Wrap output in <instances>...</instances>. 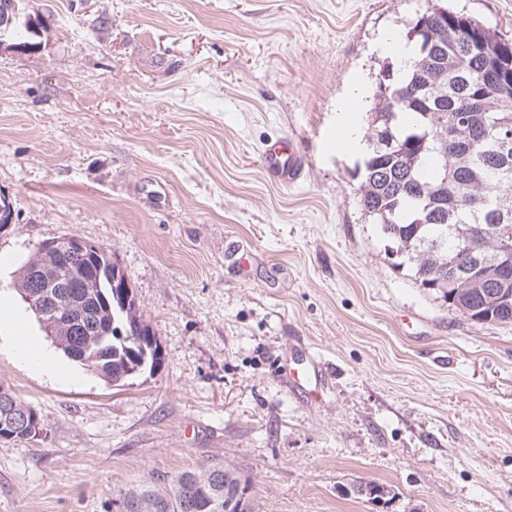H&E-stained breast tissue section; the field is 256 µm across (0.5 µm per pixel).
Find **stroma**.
<instances>
[{
    "instance_id": "1",
    "label": "stroma",
    "mask_w": 512,
    "mask_h": 512,
    "mask_svg": "<svg viewBox=\"0 0 512 512\" xmlns=\"http://www.w3.org/2000/svg\"><path fill=\"white\" fill-rule=\"evenodd\" d=\"M446 5L512 42V0ZM428 6L28 0L37 25L0 47V299L43 337L14 279L79 236L164 361L117 386L68 359L49 373L0 329V383L48 432L0 441V512H120L126 488L219 461L260 512H512V323L468 321L394 266L334 143L351 81L389 63L379 30ZM275 139L309 158L296 184L262 168Z\"/></svg>"
}]
</instances>
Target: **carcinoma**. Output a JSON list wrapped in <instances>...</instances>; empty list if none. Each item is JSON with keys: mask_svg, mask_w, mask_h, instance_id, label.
I'll use <instances>...</instances> for the list:
<instances>
[{"mask_svg": "<svg viewBox=\"0 0 512 512\" xmlns=\"http://www.w3.org/2000/svg\"><path fill=\"white\" fill-rule=\"evenodd\" d=\"M441 11L431 7L411 22L413 67L402 75L388 71V95L376 90L370 150L363 161L359 191L365 213L381 224L388 254L409 266L424 288L439 291L448 306L472 310L477 324L512 322V266L496 258L512 254V216L494 214L498 202L512 209V58L509 42L481 22L448 12V28L439 27ZM497 76L499 85L484 82ZM469 234L473 255L458 249L448 226ZM127 315L150 331L140 343L112 339L106 353L93 359L75 350L70 338L63 353L107 381L120 384L138 359L153 364L160 349L156 333L139 314L135 297L112 292V313ZM209 486L199 492L196 482ZM254 500L250 479L237 468L212 464L178 474L157 488L139 484L123 501L140 504L137 512H235L224 497V480Z\"/></svg>", "mask_w": 512, "mask_h": 512, "instance_id": "cac0c4a2", "label": "carcinoma"}]
</instances>
